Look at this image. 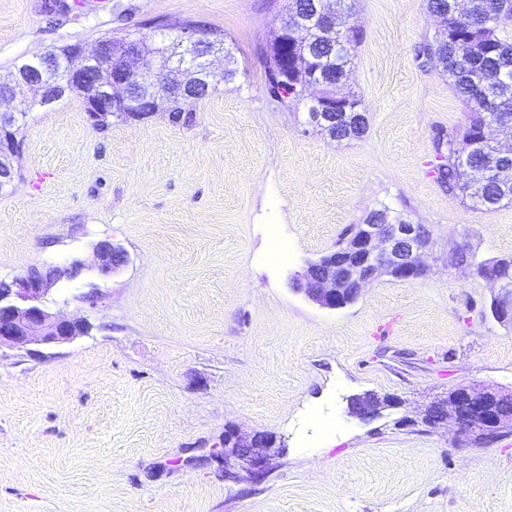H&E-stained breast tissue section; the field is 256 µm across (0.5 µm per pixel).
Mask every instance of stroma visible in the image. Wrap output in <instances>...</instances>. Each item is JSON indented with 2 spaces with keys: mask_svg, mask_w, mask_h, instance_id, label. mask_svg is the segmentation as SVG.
<instances>
[{
  "mask_svg": "<svg viewBox=\"0 0 512 512\" xmlns=\"http://www.w3.org/2000/svg\"><path fill=\"white\" fill-rule=\"evenodd\" d=\"M290 0H0V78L48 49L158 20L224 35L233 80L190 124L158 113L105 130L82 98L31 110L18 178L0 193V278L92 263L111 238L130 263L63 285L74 342L0 351V512H512V431L475 445L422 424L460 386L512 392V325L496 287L448 265L467 242L512 254V205L488 211L437 183L433 132L466 105L416 49L440 26L426 0H354L348 72L368 129L306 132L271 97L266 50ZM389 208L432 232L427 275L388 276L330 310L291 288L306 261ZM293 257L269 258L270 234ZM98 283L102 303L80 302ZM393 397L363 421L348 399ZM272 437L255 480L231 434Z\"/></svg>",
  "mask_w": 512,
  "mask_h": 512,
  "instance_id": "35a3bbf8",
  "label": "stroma"
}]
</instances>
